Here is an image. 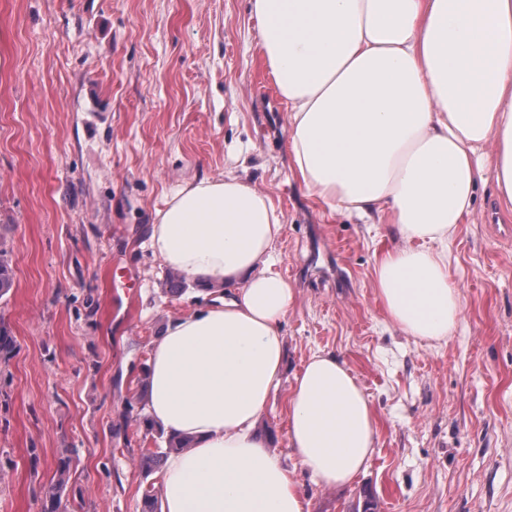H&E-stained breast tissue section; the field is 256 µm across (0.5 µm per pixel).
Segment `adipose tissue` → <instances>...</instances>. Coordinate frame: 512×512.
<instances>
[{"mask_svg":"<svg viewBox=\"0 0 512 512\" xmlns=\"http://www.w3.org/2000/svg\"><path fill=\"white\" fill-rule=\"evenodd\" d=\"M261 54L288 105L294 168L331 211L378 216L399 248L374 267L394 325L426 342L462 318L448 247L493 181L512 210V0H251ZM270 198L228 175L172 192L154 256L199 288V308L150 345L143 405L186 449L169 455L159 512H307L256 432L278 390L294 290L276 270ZM370 400L348 364L311 354L286 439L314 482L344 487L374 453Z\"/></svg>","mask_w":512,"mask_h":512,"instance_id":"obj_1","label":"adipose tissue"}]
</instances>
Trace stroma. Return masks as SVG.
<instances>
[{
	"label": "stroma",
	"mask_w": 512,
	"mask_h": 512,
	"mask_svg": "<svg viewBox=\"0 0 512 512\" xmlns=\"http://www.w3.org/2000/svg\"><path fill=\"white\" fill-rule=\"evenodd\" d=\"M232 173L281 215L277 269L295 299L281 385L257 430L309 512H512V211L479 185L449 247L463 318L430 344L375 293L388 225L330 212L301 183L288 111L250 0H0V246L15 284L0 318V512H41L72 449L60 512H141L158 433L135 422L149 344L197 308L170 295L146 243L171 190ZM353 369L377 420L364 474L316 485L285 438L293 376L312 353Z\"/></svg>",
	"instance_id": "35a3bbf8"
}]
</instances>
